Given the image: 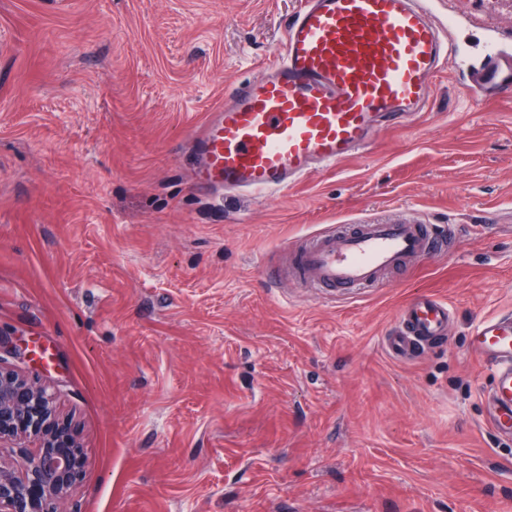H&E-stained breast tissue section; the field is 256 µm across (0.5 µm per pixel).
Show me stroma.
<instances>
[{
	"label": "stroma",
	"mask_w": 512,
	"mask_h": 512,
	"mask_svg": "<svg viewBox=\"0 0 512 512\" xmlns=\"http://www.w3.org/2000/svg\"><path fill=\"white\" fill-rule=\"evenodd\" d=\"M464 51L512 0H434ZM297 0H0V353L88 459L66 512H512L470 351L512 313V99L439 77L409 127L277 194L200 195L189 129L282 50ZM449 224L448 252L315 296L263 269L326 224ZM418 290L454 319L411 362ZM452 323L447 301L416 293L401 308L398 323L383 338V349L393 359L405 362L442 343Z\"/></svg>",
	"instance_id": "stroma-1"
}]
</instances>
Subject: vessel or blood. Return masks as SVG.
I'll return each mask as SVG.
<instances>
[{
  "mask_svg": "<svg viewBox=\"0 0 512 512\" xmlns=\"http://www.w3.org/2000/svg\"><path fill=\"white\" fill-rule=\"evenodd\" d=\"M430 0H300L281 59L266 75L226 90L231 106L210 112L188 138L199 190L274 193L315 169L367 149L376 133L407 126L425 111L437 77L468 64L454 18L432 17ZM483 90L512 96V43L491 32L478 60ZM430 224H339L289 243L288 266H269L324 295L379 286L398 267L449 249ZM447 301L414 294L383 339L405 362L442 343ZM472 353L493 366L485 423L512 439V314L482 320Z\"/></svg>",
  "mask_w": 512,
  "mask_h": 512,
  "instance_id": "obj_1",
  "label": "vessel or blood"
}]
</instances>
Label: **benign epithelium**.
Segmentation results:
<instances>
[{
  "mask_svg": "<svg viewBox=\"0 0 512 512\" xmlns=\"http://www.w3.org/2000/svg\"><path fill=\"white\" fill-rule=\"evenodd\" d=\"M0 447L25 452L21 469L0 460V512H61L83 476V446L53 394L2 365Z\"/></svg>",
  "mask_w": 512,
  "mask_h": 512,
  "instance_id": "benign-epithelium-1",
  "label": "benign epithelium"
}]
</instances>
